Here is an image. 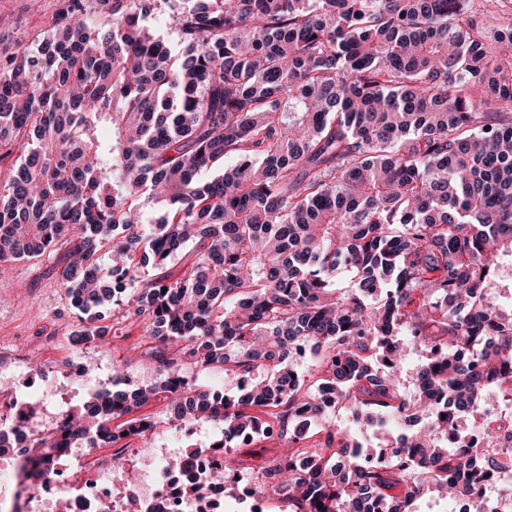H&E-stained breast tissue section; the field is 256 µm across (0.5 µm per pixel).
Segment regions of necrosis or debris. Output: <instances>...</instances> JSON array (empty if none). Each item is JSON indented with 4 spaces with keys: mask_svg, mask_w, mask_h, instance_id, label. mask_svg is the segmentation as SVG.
<instances>
[{
    "mask_svg": "<svg viewBox=\"0 0 512 512\" xmlns=\"http://www.w3.org/2000/svg\"><path fill=\"white\" fill-rule=\"evenodd\" d=\"M29 392L14 391L17 380L16 357L0 356V512H225L228 498L224 482L208 484L203 494L194 486L213 469L223 467L224 451L198 448L183 456V445L193 443L197 424H176L174 432L150 437L138 449L131 464L115 473L109 460L82 452L70 443L63 455L71 460L67 469L50 471L39 486H30L24 470L28 449L35 439L54 435L59 416L52 412L35 413V404L45 403L38 387L42 374L28 372ZM262 472H247L234 478L236 498L247 500L251 512H271L284 496L265 491Z\"/></svg>",
    "mask_w": 512,
    "mask_h": 512,
    "instance_id": "necrosis-or-debris-1",
    "label": "necrosis or debris"
}]
</instances>
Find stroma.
Wrapping results in <instances>:
<instances>
[{
  "label": "stroma",
  "instance_id": "35a3bbf8",
  "mask_svg": "<svg viewBox=\"0 0 512 512\" xmlns=\"http://www.w3.org/2000/svg\"><path fill=\"white\" fill-rule=\"evenodd\" d=\"M60 3L0 0V55L12 52L17 43L32 39L48 27ZM57 280V269L47 261L39 265L24 261L0 265V347L11 348L16 340L25 343L30 361L55 375L62 374L75 355L66 342L72 312ZM111 316L115 334L108 344L93 346L91 378L111 374L116 364L124 367L127 376L156 378L140 325L125 318L120 306L112 310Z\"/></svg>",
  "mask_w": 512,
  "mask_h": 512
}]
</instances>
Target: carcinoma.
<instances>
[{
  "instance_id": "1",
  "label": "carcinoma",
  "mask_w": 512,
  "mask_h": 512,
  "mask_svg": "<svg viewBox=\"0 0 512 512\" xmlns=\"http://www.w3.org/2000/svg\"><path fill=\"white\" fill-rule=\"evenodd\" d=\"M502 0H62L0 58V263L57 260L86 343L127 303L158 380L62 410L27 478L73 440L178 421L277 431L288 512H488L512 416L444 448L448 422L512 403V10ZM316 353L305 375L292 349ZM249 379L218 393L201 374ZM336 389V401L318 396ZM164 414L130 417L151 402ZM414 407L377 464L358 426ZM325 431L304 443L301 416ZM128 420L119 427L112 421ZM301 455L309 470L295 466Z\"/></svg>"
}]
</instances>
